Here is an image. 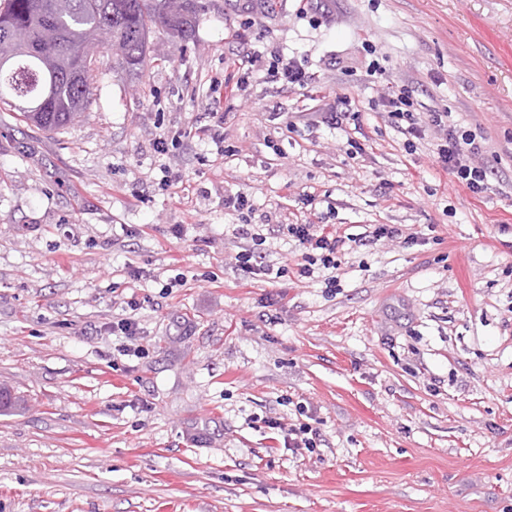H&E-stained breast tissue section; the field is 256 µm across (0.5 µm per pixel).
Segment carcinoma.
I'll return each instance as SVG.
<instances>
[{"label":"carcinoma","mask_w":512,"mask_h":512,"mask_svg":"<svg viewBox=\"0 0 512 512\" xmlns=\"http://www.w3.org/2000/svg\"><path fill=\"white\" fill-rule=\"evenodd\" d=\"M45 42L20 43L15 70L0 71V107L20 113L44 131L66 128L85 112L99 69L91 46L104 34L112 64L128 71L143 67L152 26L160 24L183 39L192 36L205 4L180 0L168 15L161 0H57ZM41 0H0V40L27 34ZM82 52L85 64L65 71L68 55Z\"/></svg>","instance_id":"cac0c4a2"}]
</instances>
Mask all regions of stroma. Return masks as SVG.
<instances>
[{
  "label": "stroma",
  "instance_id": "1",
  "mask_svg": "<svg viewBox=\"0 0 512 512\" xmlns=\"http://www.w3.org/2000/svg\"><path fill=\"white\" fill-rule=\"evenodd\" d=\"M204 3L141 71L94 47L68 129L0 110V512H512V0ZM391 85L482 128L487 192L391 124ZM342 98L357 154L320 118ZM239 191L352 235L336 291L235 266ZM375 224L402 236L359 245ZM281 63L282 67L279 69V64ZM271 75L278 79L283 80L288 85L291 86H299L303 87L307 85L308 76H306V72L301 65H298L296 61L293 59H288L286 63H284V59H278L277 66L273 65V69L271 70ZM309 434H311V437H308ZM318 435L317 430L313 429L309 423H300L298 426L293 425L288 429V446L289 448H295V450L316 448Z\"/></svg>",
  "mask_w": 512,
  "mask_h": 512
}]
</instances>
